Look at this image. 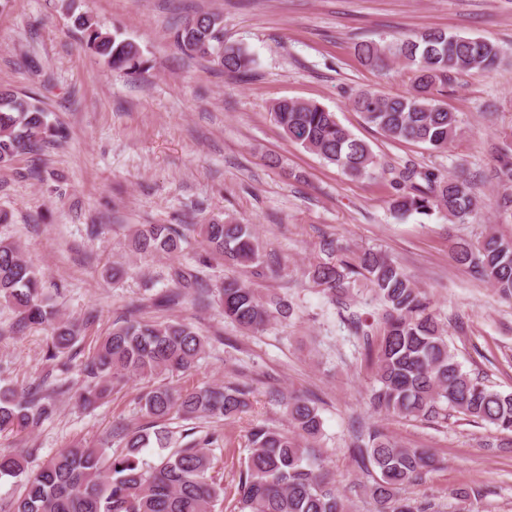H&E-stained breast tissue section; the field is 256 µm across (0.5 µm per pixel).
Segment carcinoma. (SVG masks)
Here are the masks:
<instances>
[{
  "instance_id": "obj_1",
  "label": "carcinoma",
  "mask_w": 512,
  "mask_h": 512,
  "mask_svg": "<svg viewBox=\"0 0 512 512\" xmlns=\"http://www.w3.org/2000/svg\"><path fill=\"white\" fill-rule=\"evenodd\" d=\"M86 47L102 57L115 72L137 75L144 71L140 48L116 33L102 29L89 14L75 18ZM179 49L189 57L207 58L229 74L245 75L252 59L241 47L224 42L220 15H195L174 32ZM355 53L378 72L389 62L402 61L413 72L411 91L388 95L375 90L358 92L351 101L363 121L386 137L443 150L462 135L457 113L440 103L437 95L453 75L491 71L499 60L492 42L443 30H431L388 43L367 41ZM270 114L285 137L354 178L385 177L386 170L371 146L354 136L335 113L316 103L282 99ZM65 138V131L48 121L39 99L0 90V167L7 168L25 154H36L47 144ZM492 178L512 185V143L500 149ZM390 184L391 210L400 215L429 217L443 211L462 224L475 213L477 197L472 181L463 176L440 178L431 172L405 168ZM207 243L196 263L207 266L214 257L251 267L260 263V243L252 227L227 217L208 224H191ZM185 234L172 224H138L131 237L133 252L175 254ZM453 258L469 264L512 300V237L488 232L477 244L459 242ZM309 278L338 305L358 282L373 291L382 305L379 327L358 315L348 319L350 331L374 357L375 387L370 404L379 413L436 422L456 413L485 423L501 434L486 447L512 445V393L491 389L478 375L463 369L448 341V330L429 312L426 295L411 277L386 255L362 250L334 263L310 266ZM172 280L177 288L159 296L168 307L193 290L208 293L194 270L177 267ZM224 317L247 331H259L272 320L290 316V306L277 296L263 297L246 280L227 279L218 288ZM0 298L13 304L26 326H52L46 358L56 360L77 342L81 326L55 319L43 293L42 276L25 258L19 243L0 240ZM206 337L191 323H162L124 318L101 338L95 355L84 366L86 376L98 380L79 395L91 405L111 391L115 379L153 378L193 369L205 352ZM246 384L217 385L199 390H175L159 383L140 396L149 425L134 430L118 428L97 448H68L28 475L23 492L7 512H223L224 483L217 471L214 447L223 441L213 432L181 448L168 449L172 435L165 422L202 418L230 420L249 406ZM290 430L265 425L248 436L250 451L241 464L235 512H350L336 493L324 465L313 453L322 435L323 421L315 401L291 397L285 404ZM54 406L40 386L19 392L0 387V434L34 430L51 419ZM118 447H112V441ZM350 448L353 459L372 468L369 487L375 512H424L399 497L403 486L419 479L434 464L423 448H407L379 428L358 433ZM159 448L157 460L146 457ZM20 452L0 451V479L26 472Z\"/></svg>"
}]
</instances>
